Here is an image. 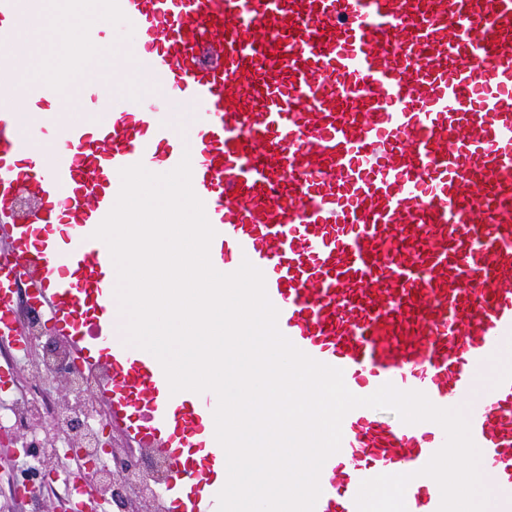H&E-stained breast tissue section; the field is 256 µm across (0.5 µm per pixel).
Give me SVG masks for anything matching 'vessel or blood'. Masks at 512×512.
<instances>
[{
  "mask_svg": "<svg viewBox=\"0 0 512 512\" xmlns=\"http://www.w3.org/2000/svg\"><path fill=\"white\" fill-rule=\"evenodd\" d=\"M15 10L0 0L5 89ZM107 18L165 95L113 100L52 140L0 106V340L27 349L12 304L30 286L77 360L109 369V423L167 458L179 512H217L226 455L193 450L218 400L172 394L153 355L111 338V254L93 236L121 169L169 172L192 150L212 265L258 268L279 331L354 395L389 383L464 408L490 512H512V0H108ZM170 99L189 104L191 141ZM341 431L315 512H357L384 474L411 475L406 512H438L421 470L441 426L357 407Z\"/></svg>",
  "mask_w": 512,
  "mask_h": 512,
  "instance_id": "1",
  "label": "vessel or blood"
}]
</instances>
